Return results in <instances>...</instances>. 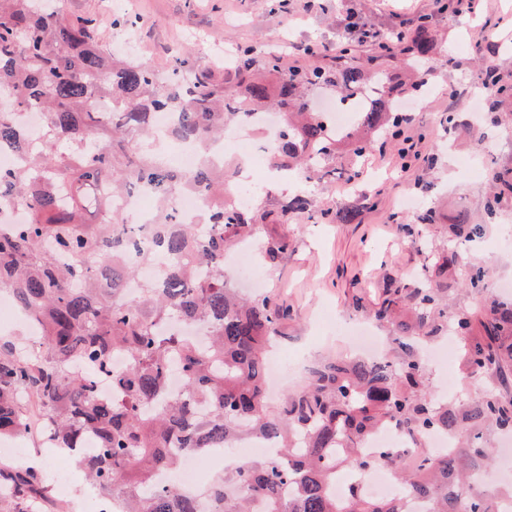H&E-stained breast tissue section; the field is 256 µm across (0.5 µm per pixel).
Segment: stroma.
Segmentation results:
<instances>
[{
	"instance_id": "stroma-1",
	"label": "stroma",
	"mask_w": 512,
	"mask_h": 512,
	"mask_svg": "<svg viewBox=\"0 0 512 512\" xmlns=\"http://www.w3.org/2000/svg\"><path fill=\"white\" fill-rule=\"evenodd\" d=\"M71 18H89L103 43L117 46L131 38L137 55L159 72L172 66L175 50H191L193 75L224 77V62L239 48L255 56L276 55L284 66L305 64L289 57L288 45L320 43L328 51L356 41L353 61L375 60L385 71L397 70L390 57H374L371 43L357 42L347 15L377 34L414 30V11L428 13L429 35L437 59L426 67L430 92L412 114L417 155L402 156L394 141L378 140L362 159L345 150L327 162L333 177L310 183L311 206L302 214L264 224V238L288 236L287 254L260 264L265 292L285 303L288 315L279 326L281 348L303 358L305 369L288 373L286 391L305 384L306 368L349 355L344 335L348 322L382 299L388 280L426 282L432 257L458 248L478 257L483 288L464 286L468 268L449 284L443 301L449 314L479 310L496 282L512 281V244L501 242L512 227V193L497 177L512 174V98L479 101L483 79L512 86V0H462L463 17L440 11L437 0H323L306 11L305 0H59ZM136 19L132 30L114 27L113 19ZM458 114L449 128L445 117ZM359 209L350 224L322 221L323 211ZM466 214L485 226L480 243L454 239L450 224Z\"/></svg>"
}]
</instances>
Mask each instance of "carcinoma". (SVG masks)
<instances>
[{
    "label": "carcinoma",
    "instance_id": "cac0c4a2",
    "mask_svg": "<svg viewBox=\"0 0 512 512\" xmlns=\"http://www.w3.org/2000/svg\"><path fill=\"white\" fill-rule=\"evenodd\" d=\"M42 0H0V91L13 94L14 110L44 112L49 133L30 138L0 112V145L12 147L19 164L0 169V206L18 203L32 213L21 224L0 223V289L12 291L31 319L43 327L37 352L18 358L16 345L0 344V437L21 432L23 415L46 417L56 448H80L93 439L95 456L78 455L85 476L119 500V512H196L195 496L175 484L150 489L154 472L177 461L178 448L203 452L227 448L244 434L276 441L281 454L248 460L208 480L197 494L212 512H409L404 496L422 499L426 512H497L495 499L474 484L490 456L482 429L512 431V400L486 391L464 405H437L427 396L426 366L414 351L448 332L464 340L468 375L489 369L512 372V305L491 302L475 313L448 316L441 289L387 283L370 310L394 329L406 355L396 363L325 361L309 370L305 386L275 411L265 391V354L277 344V326L288 307L263 295L240 296L224 275V252L238 240L262 232L269 213L239 211L225 199L231 188L224 168L206 152L191 174L169 165L149 147L152 115L169 112L175 134L203 144L224 139V127L269 106L283 114L276 169L327 172L315 167L336 145L347 143L364 156L367 135L400 127L395 102L424 87L417 71L390 77L351 63L342 45L336 64L315 60L288 71L281 59L262 62L245 47L232 57L227 76L233 90L205 78L191 79L177 58L166 77L135 54L117 56L94 36L91 19H71L40 5ZM433 52L428 31L413 40H393L384 54L418 63ZM333 86L342 100L368 97L359 123L345 138L327 125L310 88ZM194 188L203 198L202 224H181L167 202ZM149 192L159 210L157 229L144 259L158 257L156 279L142 285L131 304L116 299L120 282L136 268L122 252L137 244L133 222L109 202ZM309 197L296 194L282 213H302ZM455 236L472 241L485 225L458 217ZM288 237L265 242L271 261L288 252ZM464 257L440 254L433 276L456 275ZM171 319L200 322L210 340L201 349L164 331ZM121 352L127 368L112 375L118 396L102 399L95 375L111 372L110 356ZM179 358L183 394L148 412L161 398L170 360ZM88 365L68 372V362ZM204 403L209 412L198 414ZM396 425L420 436L439 430L458 438L470 430L468 446L444 458L430 457L414 472L399 468L403 496L379 500L356 488L336 494L338 472L363 469L375 460L358 455L371 435ZM64 512L46 476L0 462V512Z\"/></svg>",
    "mask_w": 512,
    "mask_h": 512
}]
</instances>
